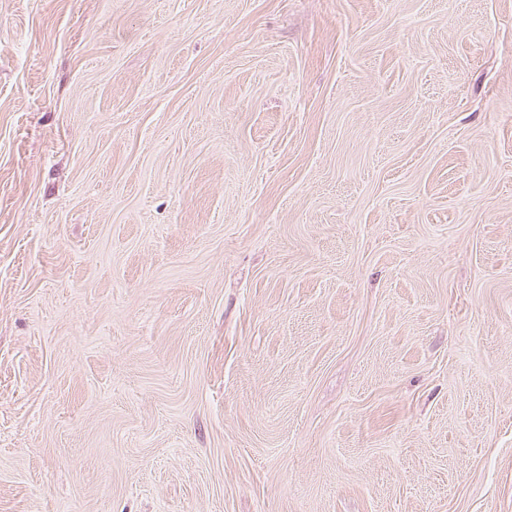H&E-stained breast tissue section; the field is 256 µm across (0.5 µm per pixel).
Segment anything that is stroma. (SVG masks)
Wrapping results in <instances>:
<instances>
[{
	"mask_svg": "<svg viewBox=\"0 0 512 512\" xmlns=\"http://www.w3.org/2000/svg\"><path fill=\"white\" fill-rule=\"evenodd\" d=\"M0 512H512V0H0Z\"/></svg>",
	"mask_w": 512,
	"mask_h": 512,
	"instance_id": "35a3bbf8",
	"label": "stroma"
}]
</instances>
